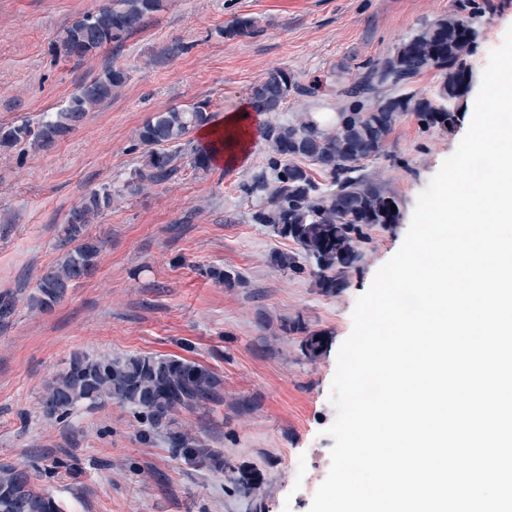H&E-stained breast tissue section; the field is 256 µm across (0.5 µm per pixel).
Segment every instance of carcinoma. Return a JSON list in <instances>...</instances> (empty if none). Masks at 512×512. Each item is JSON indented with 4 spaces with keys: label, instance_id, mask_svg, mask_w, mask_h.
I'll use <instances>...</instances> for the list:
<instances>
[{
    "label": "carcinoma",
    "instance_id": "obj_1",
    "mask_svg": "<svg viewBox=\"0 0 512 512\" xmlns=\"http://www.w3.org/2000/svg\"><path fill=\"white\" fill-rule=\"evenodd\" d=\"M165 0H109L108 5L85 12L67 27L52 45L57 55L83 59L112 43L119 44L142 29L160 12ZM458 9L468 16L441 17L426 22L405 39L389 57L367 67L354 80L336 84L313 80L303 84L284 70L270 72L254 87L251 105L273 117L262 129L269 146L265 167L249 183L244 194L262 195L263 205L252 212L251 222L296 242L304 259L314 262L312 273L328 292L346 284L347 272L359 261L354 242L367 240V231L398 222L400 212L390 205L396 197L383 185L360 173V163L384 154L386 141L398 118L413 113L427 128L451 132L459 121L469 91L467 55L476 39L471 22L481 13L475 0H459ZM255 21L239 17L224 29L231 38L251 33ZM441 75L435 93L416 98L405 88L425 71ZM121 67L109 66L82 83L66 105L43 115L37 129L22 122L0 125V147L45 150L68 135L87 113L112 98L127 82ZM332 88L344 105L328 119L310 115L301 124L281 122L274 113L290 96L316 97ZM212 121L202 106L173 108L147 118L138 129L146 147L137 176L149 173L162 178L173 171L172 163L182 141L196 128ZM314 155L326 182H317L300 160ZM112 204V188L102 187L68 214L62 245H72L58 265L39 281L31 303L48 310L59 303L69 285L89 275L97 266L102 243L85 236L86 227ZM224 381L205 367L165 356L90 358L73 356L66 370L46 388L41 399L44 412L59 419L81 405L96 406L117 401L136 417L165 434L178 452L210 458L208 448H190L175 426L173 414L193 411L203 403L222 398ZM214 458V457H212ZM218 466L224 464L214 458ZM0 512H61L48 493L37 489L24 469L0 464Z\"/></svg>",
    "mask_w": 512,
    "mask_h": 512
}]
</instances>
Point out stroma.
<instances>
[{
	"instance_id": "1",
	"label": "stroma",
	"mask_w": 512,
	"mask_h": 512,
	"mask_svg": "<svg viewBox=\"0 0 512 512\" xmlns=\"http://www.w3.org/2000/svg\"><path fill=\"white\" fill-rule=\"evenodd\" d=\"M106 0H0V124L38 125L84 80L123 67L125 86L52 148H0V297L14 311L0 321V464L31 472L63 512H309L328 475L334 444L327 430L338 351L353 330L356 301L399 250L419 194L458 148L453 133L402 115L384 155L365 173L397 198V224L374 227L358 243L356 268L335 293L310 271L278 267L299 253L250 215L259 197L242 183L262 168L268 147L253 132L245 162L208 170L190 164L200 138L184 140L176 170L126 182L139 169L137 130L156 112L202 104L216 120L247 104L268 72L301 82L356 77L390 55L422 23L453 14V0H166L143 30L121 46L81 60L52 44L76 18ZM484 12L467 62L476 98L490 52L512 28V0H477ZM253 18L250 35L226 37L235 18ZM112 188V205L87 228L102 240L95 273L68 288L51 310L28 297L64 254L62 226L92 189ZM239 277L231 288L215 277ZM321 336L318 357L301 342ZM168 355L224 380L223 397L175 418L225 470L188 459L130 408L118 403L47 418L40 400L71 356ZM258 487L242 498L229 472Z\"/></svg>"
}]
</instances>
